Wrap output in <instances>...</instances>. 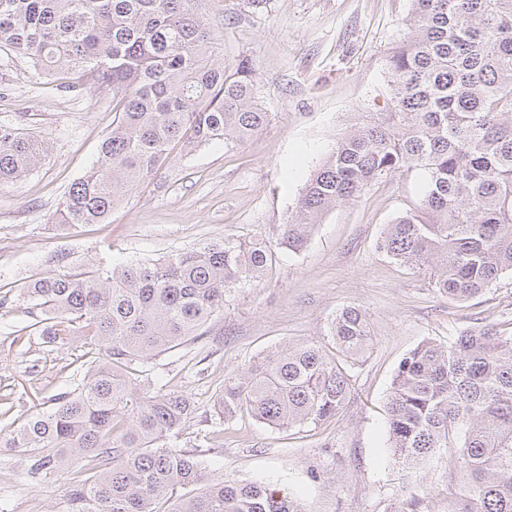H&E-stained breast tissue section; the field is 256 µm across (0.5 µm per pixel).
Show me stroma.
I'll return each mask as SVG.
<instances>
[{
  "label": "stroma",
  "instance_id": "obj_1",
  "mask_svg": "<svg viewBox=\"0 0 512 512\" xmlns=\"http://www.w3.org/2000/svg\"><path fill=\"white\" fill-rule=\"evenodd\" d=\"M226 68L254 64L268 124L242 143L173 144L104 224L52 223L70 184L96 162L115 113L111 93L73 92L59 77L0 44V125L42 142L40 163L0 187V430L52 407L83 375L74 345L46 343L19 291L31 279L76 267L157 259L227 236L274 247L260 283L224 296L202 339L137 362L144 382L195 402L178 442L209 478L272 484L305 512H448L458 482L450 461L406 475L387 446L386 402L400 360L420 342L444 341L478 322L512 334V275L481 297L448 301L428 272L375 248L387 224L421 198L419 176L372 183L323 215L305 248L279 245L310 174L365 113L387 106V57L406 38L411 0H198ZM367 313L372 346L343 412L319 428L277 430L241 412L221 424L225 379L259 354L320 339L341 308ZM223 429L224 437L208 439ZM30 454L0 447V512H67L62 476L32 478Z\"/></svg>",
  "mask_w": 512,
  "mask_h": 512
}]
</instances>
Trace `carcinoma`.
Masks as SVG:
<instances>
[{"label": "carcinoma", "instance_id": "1", "mask_svg": "<svg viewBox=\"0 0 512 512\" xmlns=\"http://www.w3.org/2000/svg\"><path fill=\"white\" fill-rule=\"evenodd\" d=\"M196 0H0V43L46 74L89 78L112 93L99 159L73 182L56 224H102L170 146L242 141L269 121L252 64L214 60L217 36ZM412 30L389 54V104L336 140L310 175L280 245L303 249L323 214L373 182L417 171L424 196L378 241L425 268L436 291L467 302L512 274V0H413ZM43 146L0 125V186L30 173ZM272 260L259 237H226L110 269L47 274L27 285L50 343H78L76 387L7 434L30 452L29 474L69 471L67 512H304L267 484L203 482L177 447L190 397L154 391L132 365L202 338L224 295L261 280ZM328 342L302 339L257 357L224 384L226 421L245 409L275 429L317 427L342 413L351 370L369 350L367 315L349 305ZM386 430L401 469L418 473L450 450L455 512H512V336L477 324L425 340L400 361Z\"/></svg>", "mask_w": 512, "mask_h": 512}]
</instances>
